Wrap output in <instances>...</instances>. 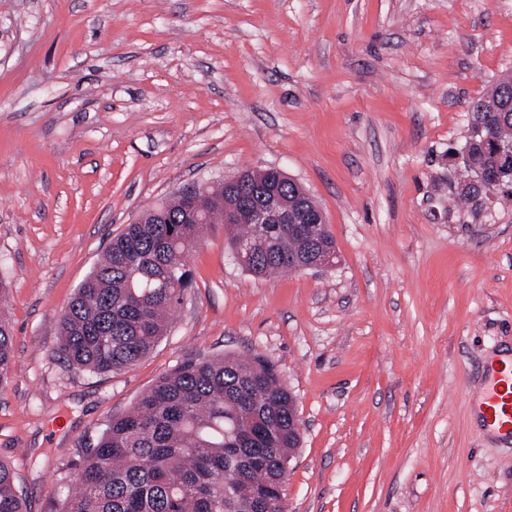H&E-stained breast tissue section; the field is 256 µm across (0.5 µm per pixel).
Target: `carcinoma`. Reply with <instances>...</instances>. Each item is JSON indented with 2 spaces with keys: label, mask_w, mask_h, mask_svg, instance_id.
Listing matches in <instances>:
<instances>
[{
  "label": "carcinoma",
  "mask_w": 512,
  "mask_h": 512,
  "mask_svg": "<svg viewBox=\"0 0 512 512\" xmlns=\"http://www.w3.org/2000/svg\"><path fill=\"white\" fill-rule=\"evenodd\" d=\"M473 113L463 170L448 195L469 226L494 198L512 199V173L491 185L482 176L512 153V74L468 103ZM218 185L197 194L198 219L180 196L112 238L79 284L61 318L57 353L102 374L147 356L168 330L188 285L187 258L205 229L224 221ZM232 248L256 242L244 270L264 278L336 256L326 230L309 240L286 224H227ZM10 284L0 276V387L14 365L13 328L5 312ZM296 401L274 365L255 354L190 358L159 378L126 412L105 421L76 464L63 512H287L281 462L296 448ZM0 512H25L16 476L0 462Z\"/></svg>",
  "instance_id": "carcinoma-1"
}]
</instances>
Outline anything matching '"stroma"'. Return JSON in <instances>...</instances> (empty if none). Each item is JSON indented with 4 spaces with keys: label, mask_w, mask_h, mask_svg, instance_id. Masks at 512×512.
Instances as JSON below:
<instances>
[{
    "label": "stroma",
    "mask_w": 512,
    "mask_h": 512,
    "mask_svg": "<svg viewBox=\"0 0 512 512\" xmlns=\"http://www.w3.org/2000/svg\"><path fill=\"white\" fill-rule=\"evenodd\" d=\"M512 74V0H0V460L59 512L104 421L192 356L262 355L296 399L288 512H512V437L473 399L512 352V200L448 217L467 104ZM277 167L339 261L257 279L224 225L133 367L60 320L113 236L192 183ZM10 284L5 277L0 276V387L8 382V377L14 365L13 328L5 312V304L9 295Z\"/></svg>",
    "instance_id": "1"
}]
</instances>
